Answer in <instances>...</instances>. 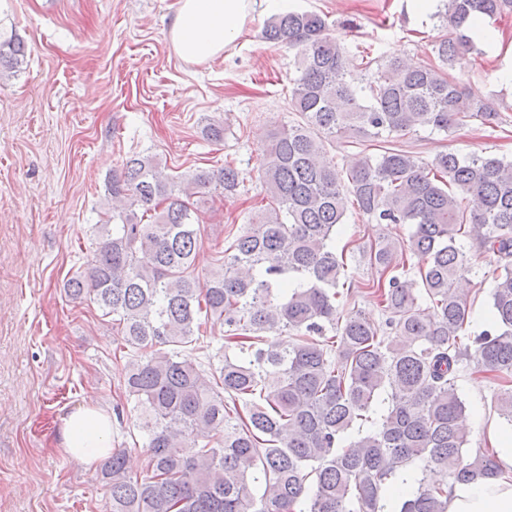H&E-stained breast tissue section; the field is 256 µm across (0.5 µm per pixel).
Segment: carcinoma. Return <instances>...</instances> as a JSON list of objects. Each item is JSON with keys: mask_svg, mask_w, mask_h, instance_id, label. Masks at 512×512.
Masks as SVG:
<instances>
[{"mask_svg": "<svg viewBox=\"0 0 512 512\" xmlns=\"http://www.w3.org/2000/svg\"><path fill=\"white\" fill-rule=\"evenodd\" d=\"M507 10L512 0H441L450 33L428 61L370 58L356 72L322 14L270 19L262 37L298 50L289 106L301 122L273 134L260 175L269 202L228 233L203 281L192 269L205 190L235 195L239 170L226 161L175 177L138 155L108 178L111 215L64 290L112 318L131 352L124 393L141 410L148 475L112 449L100 467L110 512H387L399 478L414 485L399 512H447L453 484L498 474L495 452H463L457 372L468 358L494 380L512 424V161L447 151L424 162L398 139L500 123L497 100L471 96L463 76L472 25ZM26 58L18 35L0 33V77ZM351 138L378 154L364 148L341 170L327 144ZM349 199L371 223L412 231L380 237L367 252L379 279L342 293L336 233ZM462 238L497 256L474 337L455 288L476 269ZM408 252L428 257L415 273ZM356 296L376 302L384 327L340 310ZM209 318L226 327L224 364L210 372L182 354ZM284 331L291 342H266ZM435 470L448 481H429Z\"/></svg>", "mask_w": 512, "mask_h": 512, "instance_id": "1", "label": "carcinoma"}]
</instances>
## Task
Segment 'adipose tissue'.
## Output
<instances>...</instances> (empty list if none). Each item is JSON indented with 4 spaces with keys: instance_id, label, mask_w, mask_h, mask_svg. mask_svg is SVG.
<instances>
[{
    "instance_id": "adipose-tissue-1",
    "label": "adipose tissue",
    "mask_w": 512,
    "mask_h": 512,
    "mask_svg": "<svg viewBox=\"0 0 512 512\" xmlns=\"http://www.w3.org/2000/svg\"><path fill=\"white\" fill-rule=\"evenodd\" d=\"M257 0H178L169 29L175 53L185 60L220 57L243 31ZM112 449V417L94 401L64 422L59 450L72 464L91 466ZM497 476L458 483L448 497L447 512H512V434L497 448Z\"/></svg>"
}]
</instances>
